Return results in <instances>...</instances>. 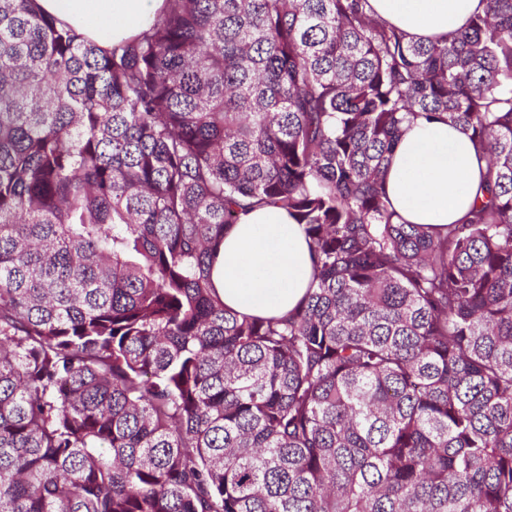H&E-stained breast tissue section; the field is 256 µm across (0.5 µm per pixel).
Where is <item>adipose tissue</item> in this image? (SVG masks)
Wrapping results in <instances>:
<instances>
[{"label":"adipose tissue","instance_id":"adipose-tissue-1","mask_svg":"<svg viewBox=\"0 0 512 512\" xmlns=\"http://www.w3.org/2000/svg\"><path fill=\"white\" fill-rule=\"evenodd\" d=\"M376 17L414 39L430 40L465 25L482 0H370ZM165 0H36L37 9L92 39L119 44L136 37L162 11ZM485 162L469 137L440 122H414L390 162L388 194L411 224L441 227L461 222L480 197ZM312 274L303 227L287 212H250L224 238L213 282L227 307L271 317L293 309Z\"/></svg>","mask_w":512,"mask_h":512}]
</instances>
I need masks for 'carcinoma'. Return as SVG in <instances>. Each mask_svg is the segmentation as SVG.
<instances>
[{"mask_svg": "<svg viewBox=\"0 0 512 512\" xmlns=\"http://www.w3.org/2000/svg\"><path fill=\"white\" fill-rule=\"evenodd\" d=\"M166 3L105 47L0 0V512H512V0ZM417 118L487 165L443 232L388 196ZM263 207L312 280L247 317ZM370 4L376 17L416 40L441 37L483 9L481 0H370ZM311 274L303 226L283 210L264 207L224 237L212 277L227 307L240 315L271 317L298 304Z\"/></svg>", "mask_w": 512, "mask_h": 512, "instance_id": "cac0c4a2", "label": "carcinoma"}]
</instances>
